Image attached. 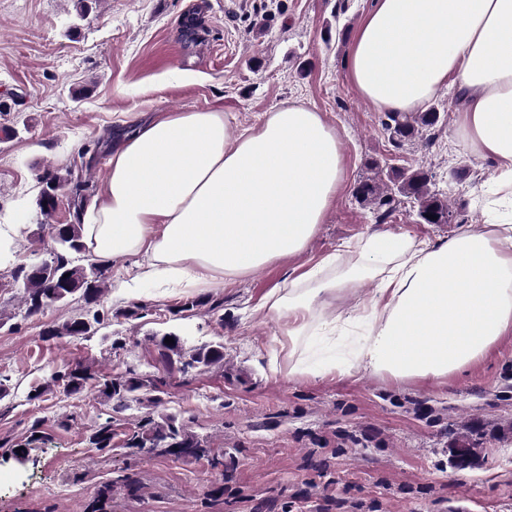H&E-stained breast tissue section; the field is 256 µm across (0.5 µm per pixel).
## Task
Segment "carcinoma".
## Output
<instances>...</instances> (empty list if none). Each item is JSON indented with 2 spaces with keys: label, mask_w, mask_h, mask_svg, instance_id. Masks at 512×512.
Wrapping results in <instances>:
<instances>
[{
  "label": "carcinoma",
  "mask_w": 512,
  "mask_h": 512,
  "mask_svg": "<svg viewBox=\"0 0 512 512\" xmlns=\"http://www.w3.org/2000/svg\"><path fill=\"white\" fill-rule=\"evenodd\" d=\"M438 124L437 109L426 112L396 113L387 115L385 128L390 132L394 146L423 136V132ZM429 174L420 169H394L390 182L379 179H365L359 182L358 198L377 209L390 207L393 194L412 197L418 202V217L425 224L448 223V203L438 193L429 188ZM74 208L73 219L68 224L49 227L52 245L47 249V257L38 261L40 271H32V265H22L10 271V277L24 288V300L29 315L38 313L36 306L66 304L77 296L87 303L98 300L104 292L103 267L96 262L82 263L87 251L83 241L81 215L87 207V197L75 188L71 198ZM101 324L98 313L89 318L77 315L57 328L48 331L50 336L84 338L96 332ZM173 339L167 344L165 339ZM156 346L163 366L175 367L182 374L194 369L224 365V344L221 342L204 344L187 349L183 340L175 333H166L156 340ZM54 386L63 388L68 394H76L87 388L96 390L112 404V412L122 413L136 403L157 408L162 405L159 396L161 387L166 385L161 377H143L129 369L115 376H98L89 365L78 364L66 372H55L50 377ZM113 420L107 418L90 435V444L96 448L111 447ZM127 447L138 448L148 453L170 455L177 458L211 457L214 466L224 465L218 455H211V449L202 446L197 436L188 430L186 424L174 414H166L157 421L148 415L133 433L128 435ZM111 487H103L88 504L87 512H107Z\"/></svg>",
  "instance_id": "1"
}]
</instances>
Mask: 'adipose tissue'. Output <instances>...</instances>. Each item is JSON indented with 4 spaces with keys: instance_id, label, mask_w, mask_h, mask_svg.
Segmentation results:
<instances>
[{
    "instance_id": "adipose-tissue-1",
    "label": "adipose tissue",
    "mask_w": 512,
    "mask_h": 512,
    "mask_svg": "<svg viewBox=\"0 0 512 512\" xmlns=\"http://www.w3.org/2000/svg\"><path fill=\"white\" fill-rule=\"evenodd\" d=\"M349 79L376 111H424L455 87V123L472 155L496 165L491 203L504 223L460 230L434 245L372 234L342 267L331 253L272 289L268 313L285 319L278 352L288 375L345 376L363 369L395 383L447 379L512 335V0H376L353 38ZM231 114L161 112L121 133L102 194L81 222L88 252L106 263L132 259L120 284L206 291L303 252L336 199L338 137L314 108L282 105L252 126ZM377 278L354 360L315 365L299 355L320 296Z\"/></svg>"
}]
</instances>
